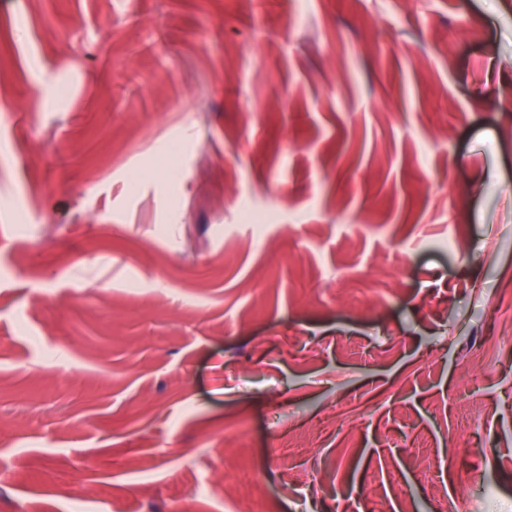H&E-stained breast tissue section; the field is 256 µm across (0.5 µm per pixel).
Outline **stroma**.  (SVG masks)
Returning <instances> with one entry per match:
<instances>
[{
  "mask_svg": "<svg viewBox=\"0 0 512 512\" xmlns=\"http://www.w3.org/2000/svg\"><path fill=\"white\" fill-rule=\"evenodd\" d=\"M0 118V512H225L275 408L267 512H512V4L0 0ZM278 443L274 448H285V450H280L279 454L276 457L277 464H281V461L284 457L290 456L292 457L295 454L300 453V449L305 446V443L310 442L311 439V433L309 429L305 427L298 428L293 431L288 432V442H283L281 439V435L278 432L274 435Z\"/></svg>",
  "mask_w": 512,
  "mask_h": 512,
  "instance_id": "obj_1",
  "label": "stroma"
}]
</instances>
